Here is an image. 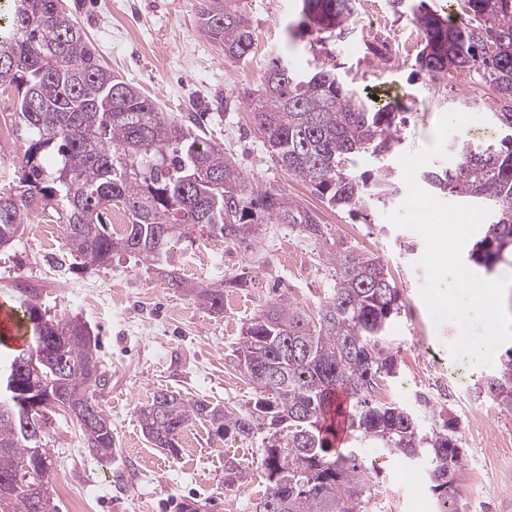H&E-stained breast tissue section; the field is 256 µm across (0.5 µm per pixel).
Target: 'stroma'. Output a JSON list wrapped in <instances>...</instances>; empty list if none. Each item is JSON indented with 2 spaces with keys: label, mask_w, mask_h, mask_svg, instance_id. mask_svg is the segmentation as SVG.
<instances>
[{
  "label": "stroma",
  "mask_w": 512,
  "mask_h": 512,
  "mask_svg": "<svg viewBox=\"0 0 512 512\" xmlns=\"http://www.w3.org/2000/svg\"><path fill=\"white\" fill-rule=\"evenodd\" d=\"M249 12L256 45L244 63L225 59L202 34L197 0H63L98 55L168 114L196 116L208 138L230 154L249 179L253 195L276 188L319 210L326 226L314 242L278 224H266L251 243H228L198 234L173 248L174 265L188 284H207L247 274L243 288L224 291V312L208 313L192 295L169 288L145 263L121 255L97 267L72 256L60 231L35 215L21 238L0 248V301L21 303L20 292L35 289L49 318H77L97 341L109 383L97 398L112 419L116 449L97 459L79 427L63 411L49 409L43 427L54 465L50 482L57 512H177L195 498L203 512H246L254 487L235 495L224 489V454L246 448L256 461L257 440L228 441L196 423L181 436V453L171 457L145 438L137 409L160 389L203 397L240 409L255 392L231 364L230 354L244 323L266 304L290 298L314 310L329 295L328 251L351 248L376 257L401 293V308L389 334L400 362L391 397L417 417L421 432L447 426L458 440L464 465L457 477L458 512H512V406L483 391L502 369L503 351L492 365L452 359L446 345L460 334L451 321L434 323L420 297L424 272L416 263L425 244L416 232L394 227L387 215L407 196L400 159L430 145L440 118L464 111V102L483 94L480 78L460 87L455 78L429 80L416 73L414 54L394 43L416 44L411 13L395 12L388 0H371L377 28L356 21L348 33L321 39L318 32L290 40L299 19V0H241ZM331 49L349 82L378 104L397 106L396 143L379 156L363 155L357 166L372 178L392 171L397 193L372 206L367 218L332 210L308 184L287 174L255 131L246 90L260 84L270 59L283 55L296 69L308 68L315 49ZM375 492L380 512H415L416 492H429V467L378 448L354 443ZM412 472L414 488L401 487Z\"/></svg>",
  "instance_id": "obj_1"
}]
</instances>
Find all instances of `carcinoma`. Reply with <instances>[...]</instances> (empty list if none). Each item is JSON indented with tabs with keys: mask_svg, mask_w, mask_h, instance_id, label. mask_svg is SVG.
I'll return each mask as SVG.
<instances>
[{
	"mask_svg": "<svg viewBox=\"0 0 512 512\" xmlns=\"http://www.w3.org/2000/svg\"><path fill=\"white\" fill-rule=\"evenodd\" d=\"M62 0H13L10 22L0 32V89L14 91L17 125L27 147L5 159L15 178L0 187V245L22 235L29 214L53 211L64 246L77 258L107 266L126 254L160 270L169 244L198 227L222 241L255 238L263 224H283L315 241L325 225L317 212L280 190L260 197L246 192L247 177L218 144L193 124L170 118L140 89L102 63L84 32L61 7ZM458 22L451 24L427 0L412 6L421 36L415 66L435 81L450 72L475 70L492 92L495 125L505 135L497 147L478 149L464 136L453 169L431 170L425 179L442 193L488 204L494 213L473 261L492 271L512 259V0H451ZM198 23L232 62L254 49V33L239 0H198ZM355 23V0H302L292 34L315 30L345 34ZM313 54L314 65L295 70L271 60L253 90L255 130L278 166L305 180L333 209L365 208L396 191L392 174L371 183L356 174L359 157L391 151L395 113L360 94L329 61ZM122 207L129 222L122 234L107 231L105 210ZM334 270L331 294L316 314L281 299L268 304L242 327L232 364L255 389L245 410L158 390L139 407L142 431L164 451L181 452V435L194 422L221 438L261 435L259 466L224 455V489L237 491L257 474L262 494L246 512H362L371 495L364 465L351 448L329 439L328 415L336 391L351 394L350 429L388 452L426 458L439 512H452L463 456L454 435L423 434L414 415L383 401L378 383L398 373L388 336L400 310V293L381 263L345 248L327 252ZM247 284L242 276L195 286L200 306L224 311V289ZM32 339L46 362L19 376L62 399L74 410L90 454L112 457V419L96 401L105 386L97 343L73 318L50 320ZM73 362L59 376L52 361ZM487 393L512 405V349ZM43 421L0 394V512H56L48 480L53 458L26 427ZM45 463L43 487L30 501L25 466Z\"/></svg>",
	"mask_w": 512,
	"mask_h": 512,
	"instance_id": "1",
	"label": "carcinoma"
}]
</instances>
